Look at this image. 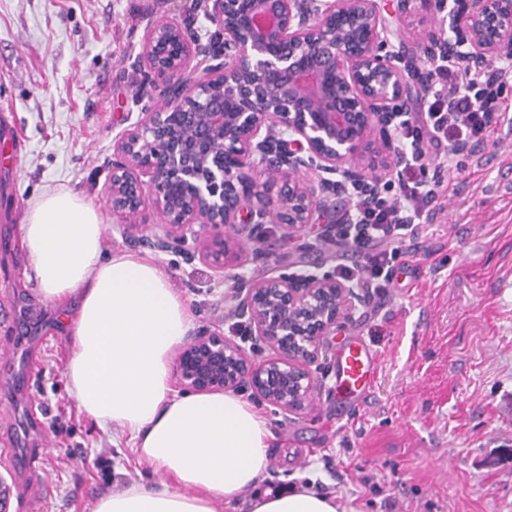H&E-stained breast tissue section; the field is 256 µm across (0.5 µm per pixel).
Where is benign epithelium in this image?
<instances>
[{
	"instance_id": "1",
	"label": "benign epithelium",
	"mask_w": 512,
	"mask_h": 512,
	"mask_svg": "<svg viewBox=\"0 0 512 512\" xmlns=\"http://www.w3.org/2000/svg\"><path fill=\"white\" fill-rule=\"evenodd\" d=\"M418 1L429 12L440 0ZM217 26L203 44L174 20L153 23L144 58L166 106L141 113L113 143L104 193L131 243L180 248L206 232L202 256L219 269L266 224L283 236L313 224L328 194L369 190L396 156L393 133L408 116L401 90L415 69L391 51L376 0H205ZM448 29L417 40L465 64L512 56V0H450ZM294 136L283 137V131ZM160 219L144 233L146 212ZM230 233H224V229ZM231 310L258 360L220 332L179 351V383L200 393L248 387L284 415L311 405L327 337L363 302L334 276L270 274L242 282Z\"/></svg>"
}]
</instances>
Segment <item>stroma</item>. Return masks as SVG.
I'll list each match as a JSON object with an SVG mask.
<instances>
[{
	"instance_id": "1",
	"label": "stroma",
	"mask_w": 512,
	"mask_h": 512,
	"mask_svg": "<svg viewBox=\"0 0 512 512\" xmlns=\"http://www.w3.org/2000/svg\"><path fill=\"white\" fill-rule=\"evenodd\" d=\"M379 5L393 44L442 26L421 7L405 19L396 0ZM166 19L204 39L215 30L199 0H0V105L22 133L12 153L0 152V299L11 297L15 312L0 323V448L9 449L0 481L23 484L40 512H92L103 495L162 479L78 409L65 377V312L28 278L22 224L35 196L66 188L100 212L106 254L130 251L104 186L115 137L164 104L140 57L147 27ZM356 199L352 190L327 197L305 255L268 224L223 272L194 239L152 257L194 331L230 337L238 278L358 263L336 240ZM432 208L429 230L403 243L407 266L389 288L364 292L327 339V367L351 336L377 351L371 397L337 414L326 379L300 416L258 402L273 433L262 488L310 484L359 512H512V113Z\"/></svg>"
}]
</instances>
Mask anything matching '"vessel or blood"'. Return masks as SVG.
I'll return each instance as SVG.
<instances>
[{
  "instance_id": "obj_1",
  "label": "vessel or blood",
  "mask_w": 512,
  "mask_h": 512,
  "mask_svg": "<svg viewBox=\"0 0 512 512\" xmlns=\"http://www.w3.org/2000/svg\"><path fill=\"white\" fill-rule=\"evenodd\" d=\"M378 356L361 340L351 341L336 357L332 367L333 394L347 408L361 405L372 392Z\"/></svg>"
}]
</instances>
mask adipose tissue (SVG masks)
<instances>
[{"instance_id":"ef3b65f1","label":"adipose tissue","mask_w":512,"mask_h":512,"mask_svg":"<svg viewBox=\"0 0 512 512\" xmlns=\"http://www.w3.org/2000/svg\"><path fill=\"white\" fill-rule=\"evenodd\" d=\"M22 233L38 293L76 303L65 376L79 410L129 437L166 476L101 497L93 512H219L248 491L250 512H357L308 487L258 491L272 436L266 419L230 391L174 394L172 355L193 326L187 305L152 259L104 256L93 205L45 190L30 202Z\"/></svg>"}]
</instances>
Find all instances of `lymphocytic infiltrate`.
<instances>
[{"label":"lymphocytic infiltrate","mask_w":512,"mask_h":512,"mask_svg":"<svg viewBox=\"0 0 512 512\" xmlns=\"http://www.w3.org/2000/svg\"><path fill=\"white\" fill-rule=\"evenodd\" d=\"M429 71L431 101L424 117L404 123L395 134L398 150L409 153L395 173L399 191L383 190L358 201L350 218L340 224L338 239L361 261L337 264L338 279L377 290L388 286L404 256L402 239L426 223L429 206L445 188L443 179L432 172L435 159L423 150V142L446 141L448 172L458 173L460 155H475L485 146L493 121L512 97L507 83L512 68L498 57L472 69L443 55L430 61Z\"/></svg>","instance_id":"obj_1"}]
</instances>
